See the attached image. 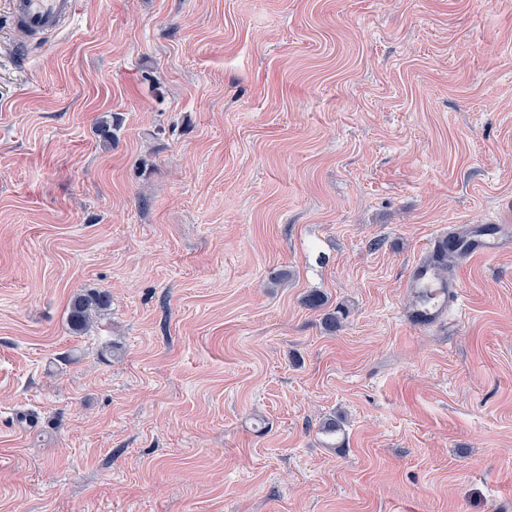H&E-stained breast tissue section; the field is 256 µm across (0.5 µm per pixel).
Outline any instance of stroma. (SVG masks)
<instances>
[{
  "label": "stroma",
  "instance_id": "obj_1",
  "mask_svg": "<svg viewBox=\"0 0 512 512\" xmlns=\"http://www.w3.org/2000/svg\"><path fill=\"white\" fill-rule=\"evenodd\" d=\"M6 2L0 512H512V250L400 317L512 202V0H77L23 47ZM505 248L512 249L509 227L495 221L450 225L448 231L433 235L405 277L404 288L415 302L403 310V321L416 329H427L442 325L451 310L462 312V287L450 258L459 251L486 257ZM112 296L106 291L75 293L69 302L68 325L75 334L83 333L101 311L110 307Z\"/></svg>",
  "mask_w": 512,
  "mask_h": 512
}]
</instances>
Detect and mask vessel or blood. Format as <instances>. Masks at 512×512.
Returning a JSON list of instances; mask_svg holds the SVG:
<instances>
[{
    "label": "vessel or blood",
    "mask_w": 512,
    "mask_h": 512,
    "mask_svg": "<svg viewBox=\"0 0 512 512\" xmlns=\"http://www.w3.org/2000/svg\"><path fill=\"white\" fill-rule=\"evenodd\" d=\"M11 10L15 24L31 35H53L75 14L76 0H12ZM507 248L512 249V236L495 221L456 224L433 235L405 277L404 286L415 302L403 310V321L427 329L442 325L450 311H462L461 283L449 263L455 253L486 257Z\"/></svg>",
    "instance_id": "b4317fda"
}]
</instances>
